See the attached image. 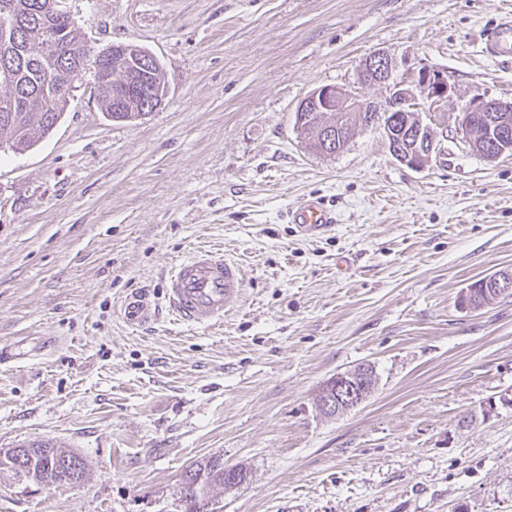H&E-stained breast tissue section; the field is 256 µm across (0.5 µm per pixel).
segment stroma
Listing matches in <instances>:
<instances>
[{
	"label": "stroma",
	"mask_w": 512,
	"mask_h": 512,
	"mask_svg": "<svg viewBox=\"0 0 512 512\" xmlns=\"http://www.w3.org/2000/svg\"><path fill=\"white\" fill-rule=\"evenodd\" d=\"M87 45L158 60L162 105L109 120L94 65L28 150L0 148V448L51 440L86 461L46 488L0 473V512H181V476L209 457L248 479L218 512H512V296L461 309L475 280L512 270V155L483 160L454 130L474 94L512 99V61L485 56L512 0H62ZM382 51L397 80L444 72L422 101L423 169L380 125L309 148L295 109L357 86ZM320 196L316 237L288 213ZM208 246L246 287L208 328L170 315L125 327L128 294H161ZM369 364L367 400L318 399ZM496 399L485 412L488 399ZM413 86L421 97L434 102L448 98L451 87L448 77L441 71L421 68L414 78Z\"/></svg>",
	"instance_id": "35a3bbf8"
}]
</instances>
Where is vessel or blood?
Listing matches in <instances>:
<instances>
[{
	"label": "vessel or blood",
	"instance_id": "1",
	"mask_svg": "<svg viewBox=\"0 0 512 512\" xmlns=\"http://www.w3.org/2000/svg\"><path fill=\"white\" fill-rule=\"evenodd\" d=\"M482 51L496 59L512 58L511 17L485 35ZM288 220L304 234L317 235L335 223L336 214L322 198L309 196L289 212ZM245 286V271L237 259L219 249L198 247L174 264L166 279L164 302L176 323L208 327L239 302ZM156 313V303L139 293L128 296L120 310L131 327L149 323Z\"/></svg>",
	"mask_w": 512,
	"mask_h": 512
}]
</instances>
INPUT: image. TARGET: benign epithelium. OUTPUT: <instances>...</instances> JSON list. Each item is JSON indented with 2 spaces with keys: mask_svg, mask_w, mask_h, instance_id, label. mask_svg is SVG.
Masks as SVG:
<instances>
[{
  "mask_svg": "<svg viewBox=\"0 0 512 512\" xmlns=\"http://www.w3.org/2000/svg\"><path fill=\"white\" fill-rule=\"evenodd\" d=\"M37 52L48 62L58 58V41L49 35L37 46ZM112 59V68L125 73L119 81H113L112 72L95 77L94 93L100 99L108 96L122 102L119 111H126L130 99L137 95L150 98L154 106L161 105L165 96V86H148L136 79L132 70L134 61H147L149 57L143 48L136 44H117L107 50ZM396 64L386 53L375 51L369 54L358 72V84L367 86H385L389 95L382 104L375 103L362 95L347 91L335 85H323L308 93L296 108V112H333L336 125L316 126L315 141L322 144L324 152L339 145V132L347 127L349 120L366 112H382L393 115L384 125L385 137L391 154L402 164L421 169L433 149V137L430 127L423 122L418 111L416 99L421 96L434 102L448 98L451 87L448 77L441 71L422 68L414 78L415 90L393 80ZM484 114L485 136L494 145V149L481 154L492 162L499 156L512 154V100H501L476 95L459 109L455 130L468 134L473 114ZM373 388L370 377H363L361 385L351 380L350 374L336 375V385L328 391V397L320 402V408L326 413H343L361 405L366 394Z\"/></svg>",
  "mask_w": 512,
  "mask_h": 512,
  "instance_id": "1",
  "label": "benign epithelium"
}]
</instances>
